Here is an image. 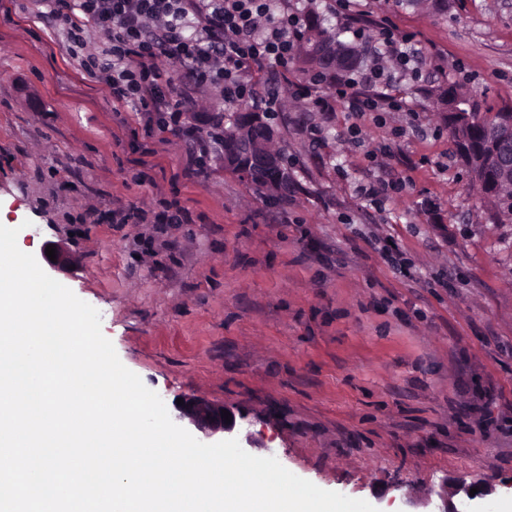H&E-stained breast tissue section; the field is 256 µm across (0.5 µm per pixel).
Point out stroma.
Masks as SVG:
<instances>
[{"label":"stroma","instance_id":"35a3bbf8","mask_svg":"<svg viewBox=\"0 0 512 512\" xmlns=\"http://www.w3.org/2000/svg\"><path fill=\"white\" fill-rule=\"evenodd\" d=\"M339 40L344 13L369 42L412 35L414 69L391 71L410 111L322 116L294 98L303 76H260L277 99L293 164L287 198L210 160L188 174L167 135L145 138L64 50L29 0H0V211L40 254L62 247L57 281L96 308L121 362L165 405L198 396L244 413L236 437L262 439L318 487L378 512H432L455 478L491 480L476 512H498L512 480V223L470 186L426 91L459 82L512 102V0H448L430 13L396 0H291ZM324 132L311 143L308 132ZM403 190L373 207V180ZM179 201L186 224H116ZM397 243L403 276L372 242Z\"/></svg>","mask_w":512,"mask_h":512}]
</instances>
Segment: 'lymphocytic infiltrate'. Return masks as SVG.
<instances>
[{
  "instance_id": "obj_1",
  "label": "lymphocytic infiltrate",
  "mask_w": 512,
  "mask_h": 512,
  "mask_svg": "<svg viewBox=\"0 0 512 512\" xmlns=\"http://www.w3.org/2000/svg\"><path fill=\"white\" fill-rule=\"evenodd\" d=\"M39 15L67 35V52L82 70L109 89L113 99L147 117L148 134L180 135L191 155L190 172L207 173L208 161L224 145V113L197 120L192 104L215 93L233 104L253 99L265 63L287 64L302 35V16L288 0H33ZM98 28L109 36L102 54H83L85 34ZM178 69L165 71L162 61ZM360 83L380 86L373 97L352 84H333L330 93L315 81L294 93L317 111L344 101L354 114L402 110L390 93L383 69L364 72Z\"/></svg>"
}]
</instances>
